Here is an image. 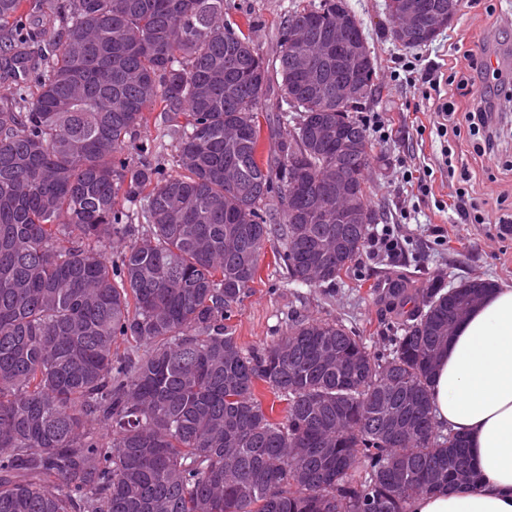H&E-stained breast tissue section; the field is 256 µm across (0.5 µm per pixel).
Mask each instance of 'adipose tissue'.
Returning a JSON list of instances; mask_svg holds the SVG:
<instances>
[{"instance_id":"1","label":"adipose tissue","mask_w":512,"mask_h":512,"mask_svg":"<svg viewBox=\"0 0 512 512\" xmlns=\"http://www.w3.org/2000/svg\"><path fill=\"white\" fill-rule=\"evenodd\" d=\"M435 423L463 436L474 484L413 498L408 512H512V287L457 325L432 382Z\"/></svg>"}]
</instances>
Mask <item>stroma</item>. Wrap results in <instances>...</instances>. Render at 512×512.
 <instances>
[{
	"label": "stroma",
	"mask_w": 512,
	"mask_h": 512,
	"mask_svg": "<svg viewBox=\"0 0 512 512\" xmlns=\"http://www.w3.org/2000/svg\"><path fill=\"white\" fill-rule=\"evenodd\" d=\"M296 0H234L229 17L249 23L254 42L267 59L278 51L276 32ZM362 23L379 66V90L357 112L376 159L367 172L371 206L396 225L403 240L394 258L358 257L332 288L289 283L272 252L261 256L259 278L229 325L244 348H258L285 330L291 316L302 314L342 321L383 352L394 316L375 289L394 278L413 287L431 280L444 287L479 277L512 286V231L494 223L463 220L452 204L460 190L474 198L480 213L512 209V101L499 116L498 151L480 162L470 152L468 133L441 136L435 108L449 93L448 76L470 75L459 42L484 46L512 71V0H461L458 17L435 41L405 49L390 36L385 0H345ZM434 82H427L428 74ZM471 181H463L462 167Z\"/></svg>",
	"instance_id": "35a3bbf8"
}]
</instances>
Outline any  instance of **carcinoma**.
Listing matches in <instances>:
<instances>
[{"mask_svg": "<svg viewBox=\"0 0 512 512\" xmlns=\"http://www.w3.org/2000/svg\"><path fill=\"white\" fill-rule=\"evenodd\" d=\"M41 2L0 0V512H407L470 483L431 385L493 283L392 281L382 356L339 321L295 318L252 351L224 324L267 243L319 288L364 250L369 225L320 222L299 195L317 182L336 204L339 164L371 210L372 143L335 110L338 82L376 91L375 57L292 71L347 5H295L272 63L229 0H48L24 22ZM272 98L294 124H268L263 159ZM155 112L170 168L136 136ZM323 125L355 151L336 157Z\"/></svg>", "mask_w": 512, "mask_h": 512, "instance_id": "cac0c4a2", "label": "carcinoma"}]
</instances>
